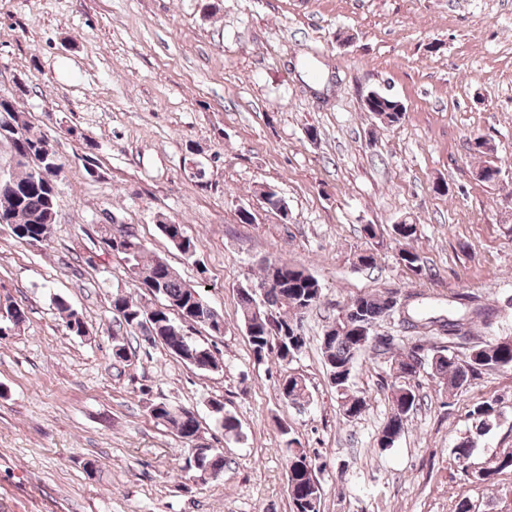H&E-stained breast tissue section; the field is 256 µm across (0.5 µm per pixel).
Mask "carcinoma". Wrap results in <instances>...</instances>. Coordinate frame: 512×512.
Returning a JSON list of instances; mask_svg holds the SVG:
<instances>
[{
	"mask_svg": "<svg viewBox=\"0 0 512 512\" xmlns=\"http://www.w3.org/2000/svg\"><path fill=\"white\" fill-rule=\"evenodd\" d=\"M367 111L376 114L381 123L397 125L406 112L404 104L388 94H371L365 102ZM0 142L10 144L16 158L17 171L7 183H0V225L10 228L19 240L34 244L48 237L56 220L57 181L64 164L53 151L48 137L41 131L19 122L14 98L0 94ZM41 168L44 175L33 174ZM392 235L401 236L402 260L415 274L423 276L428 269L417 250L412 246L417 237V225L405 221L391 227ZM122 256L127 273L135 282L160 299L165 307L147 306L126 294L112 296V313L117 316L119 327L134 334L150 324L153 333L147 340L160 343L170 355L200 371H214L221 367L220 358L210 348L180 334L176 315L196 326H204L215 335H224V315L211 307L198 289L181 280L165 259L155 256L145 259V245L132 236L128 245L116 251ZM275 280L276 287L265 292V306L253 310L257 297L249 287L237 290L240 320L246 331L256 361L271 357L278 361H292L306 345L303 336L304 315L318 307L323 297L320 281L302 266L283 259H271L261 269L254 285L262 286ZM55 305L65 316V328L79 336L84 327L82 317L71 309L61 297ZM345 314L337 315L323 330L320 350L329 381L335 389L339 411L345 422L358 420L367 410L365 397L351 390V378L359 358L370 352L374 358L386 357L390 361L388 385L390 412L381 428L379 444L390 448L405 432L411 412L419 402L416 395L414 366L409 361L408 349L420 351L427 358V369L436 384L450 394L467 388L483 373L494 370H512V337L479 340L465 347L466 364L450 350L459 338L472 335L471 325L480 319L488 321L495 311L489 308L448 311V315L436 316L426 307L410 304L405 330L409 335L384 341L369 334H358L357 325L378 326L387 319L398 316L383 293L376 291L359 294L344 303ZM279 397L287 405L305 408L311 403L312 394L306 378L290 375L278 385ZM154 419L169 425L183 439L193 442L199 438L200 424L194 411L174 406L167 401L149 403ZM227 436L241 432L239 419L218 403L215 409ZM501 401L491 398L476 405L470 411L475 433L461 437L454 445L456 459L468 460L475 448V437L488 433L501 416ZM285 436L288 457V495L292 512H320L322 488L316 478V466L309 450L300 447L291 432ZM224 456L213 453L193 460L186 466L196 474L203 469L224 468ZM512 472V447L500 448L492 457L474 470L472 478L489 486L497 476Z\"/></svg>",
	"mask_w": 512,
	"mask_h": 512,
	"instance_id": "cac0c4a2",
	"label": "carcinoma"
}]
</instances>
